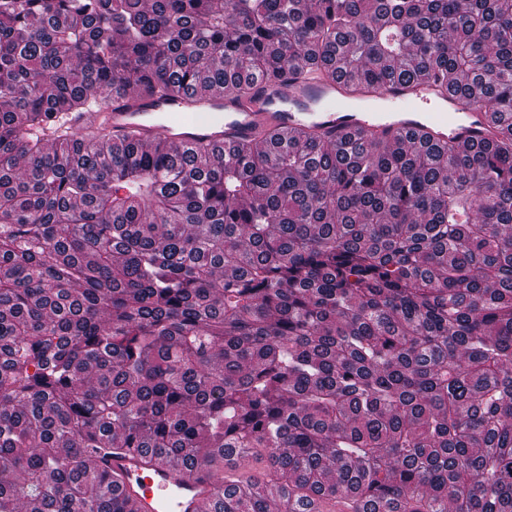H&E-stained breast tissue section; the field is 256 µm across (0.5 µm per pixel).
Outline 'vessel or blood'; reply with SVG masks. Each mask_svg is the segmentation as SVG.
Returning <instances> with one entry per match:
<instances>
[{
	"mask_svg": "<svg viewBox=\"0 0 512 512\" xmlns=\"http://www.w3.org/2000/svg\"><path fill=\"white\" fill-rule=\"evenodd\" d=\"M69 124L77 130L102 126L118 136L161 139L180 148L203 140L229 149L271 130L315 131L329 138L359 131L387 137L418 133L461 148L488 137L484 112L431 81L396 80L376 90L346 77L297 82L287 75L255 81L245 97L201 86L172 99L121 94L101 111L71 113ZM92 461L98 471L120 477L118 494L135 503V512H204L224 483L223 472L211 466L157 463L142 451L121 457L96 453Z\"/></svg>",
	"mask_w": 512,
	"mask_h": 512,
	"instance_id": "1",
	"label": "vessel or blood"
}]
</instances>
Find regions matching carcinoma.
<instances>
[{"mask_svg": "<svg viewBox=\"0 0 512 512\" xmlns=\"http://www.w3.org/2000/svg\"><path fill=\"white\" fill-rule=\"evenodd\" d=\"M285 71L437 81L493 135L68 126ZM90 448L263 454L286 512H512V0H0V512H128Z\"/></svg>", "mask_w": 512, "mask_h": 512, "instance_id": "carcinoma-1", "label": "carcinoma"}]
</instances>
